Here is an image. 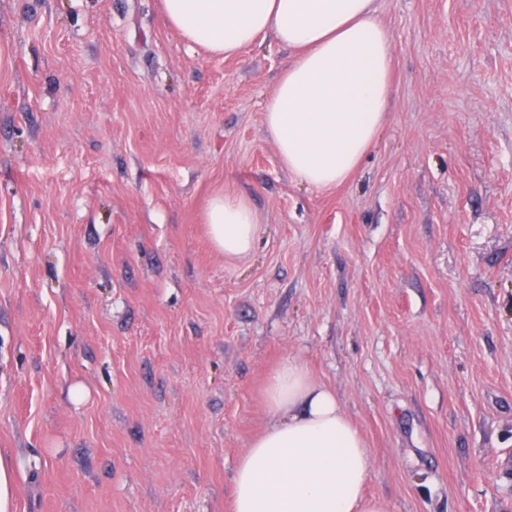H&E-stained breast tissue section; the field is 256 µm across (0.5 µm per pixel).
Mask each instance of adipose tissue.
<instances>
[{"label":"adipose tissue","instance_id":"adipose-tissue-1","mask_svg":"<svg viewBox=\"0 0 512 512\" xmlns=\"http://www.w3.org/2000/svg\"><path fill=\"white\" fill-rule=\"evenodd\" d=\"M188 43L235 55L274 34L295 52L264 108L282 165L303 184L336 185L376 142L391 82L392 49L371 0H162ZM205 220L228 257L251 254L259 226L240 197L213 198ZM267 427L240 457L232 512H389L367 495L371 457L336 394L297 359L269 376Z\"/></svg>","mask_w":512,"mask_h":512}]
</instances>
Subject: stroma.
<instances>
[{
  "mask_svg": "<svg viewBox=\"0 0 512 512\" xmlns=\"http://www.w3.org/2000/svg\"><path fill=\"white\" fill-rule=\"evenodd\" d=\"M376 143L318 189L263 112L292 52L161 0H0V456L15 512H231L287 358L389 512H512V0H372ZM248 201L230 259L204 221ZM205 220L214 246L224 256L241 258L254 251L259 224L245 199L225 194L216 196L209 203Z\"/></svg>",
  "mask_w": 512,
  "mask_h": 512,
  "instance_id": "stroma-1",
  "label": "stroma"
}]
</instances>
